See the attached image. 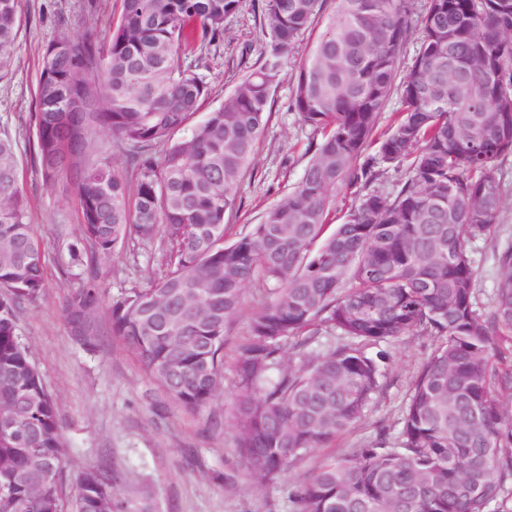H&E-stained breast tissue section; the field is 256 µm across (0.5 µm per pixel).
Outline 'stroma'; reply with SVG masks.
<instances>
[{"label": "stroma", "instance_id": "stroma-1", "mask_svg": "<svg viewBox=\"0 0 512 512\" xmlns=\"http://www.w3.org/2000/svg\"><path fill=\"white\" fill-rule=\"evenodd\" d=\"M261 4L244 0L226 18L223 40L183 56V68L208 88L193 122L221 106L235 84L261 64L270 42ZM120 9L121 0H22V29L11 73L0 81V134H8L17 145L30 222L48 254L46 288L36 302L20 309L18 333L65 427L62 510L71 512L82 473L103 466L115 476L118 495L133 499L150 492L158 512H294L292 490L325 462L374 440L379 432L396 437L431 340L408 334L388 343L386 387L362 419L332 444L310 449L285 473L263 481L255 480L239 457L233 416L236 361L250 336L253 314L269 298L266 288L256 283L245 288L242 308L224 337L223 395L197 412L173 402L144 372L122 339L113 335L108 318H100L90 346L77 342L62 309L69 289L92 277L108 302L146 286L163 271L164 246L157 240H136L118 247L111 257L93 255L84 268L71 267L70 249L79 239L78 174L70 170L54 185H45L30 157V116L43 50L63 36L86 31L103 35ZM321 30V25L312 26L274 87L263 136L238 188L240 207L225 218L226 240L248 233L303 176L312 155V134L293 108L295 76ZM497 176L503 190L498 224L468 246L477 272L476 297L483 307L499 277L497 252L512 243V155L501 162Z\"/></svg>", "mask_w": 512, "mask_h": 512}]
</instances>
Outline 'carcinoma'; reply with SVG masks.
I'll use <instances>...</instances> for the list:
<instances>
[{"label":"carcinoma","instance_id":"carcinoma-1","mask_svg":"<svg viewBox=\"0 0 512 512\" xmlns=\"http://www.w3.org/2000/svg\"><path fill=\"white\" fill-rule=\"evenodd\" d=\"M262 0L270 50L261 65L184 136L207 95L180 52L213 44L242 0H121L97 46L61 38L45 48L32 114L31 159L52 185L80 169V245L102 257L160 237L165 270L112 299V333L182 408L222 392L224 335L259 281L270 300L252 317L236 364V446L267 479L347 431L384 388L383 346L431 338L395 443L381 434L320 468L291 496L295 512H512V244L498 256L488 309L476 302L467 247L502 206L495 176L512 155V0H427L419 50L396 80L413 32V0ZM323 31L299 67L293 106L312 129L300 182L260 223L226 243L225 216L267 123L284 60L317 18ZM20 0H0V81L11 72ZM403 110L365 155L394 86ZM138 147L134 178L99 157L103 133ZM163 146L160 156L153 149ZM407 166L390 199L367 192L331 226L339 184H372ZM15 142L0 135V512H61L63 426L17 309L46 288L45 249L19 182ZM92 278L64 312L76 336L96 329ZM336 342L314 351L323 329ZM295 356L272 378L283 342ZM72 512H155L150 494L116 496L100 470L78 483Z\"/></svg>","mask_w":512,"mask_h":512}]
</instances>
